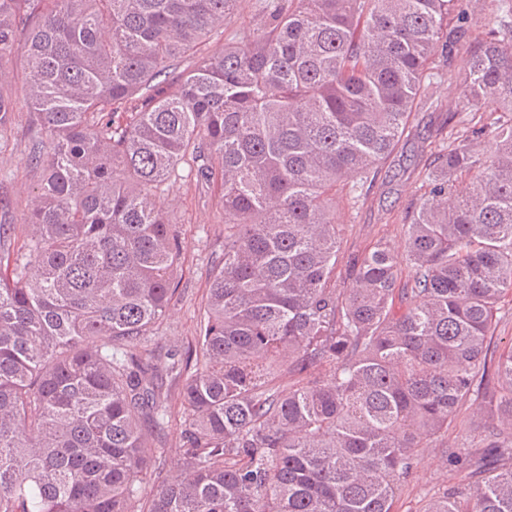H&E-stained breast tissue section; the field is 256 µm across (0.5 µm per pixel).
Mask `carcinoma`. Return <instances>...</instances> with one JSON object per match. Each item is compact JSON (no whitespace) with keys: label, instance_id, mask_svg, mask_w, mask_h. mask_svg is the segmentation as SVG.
<instances>
[{"label":"carcinoma","instance_id":"1","mask_svg":"<svg viewBox=\"0 0 512 512\" xmlns=\"http://www.w3.org/2000/svg\"><path fill=\"white\" fill-rule=\"evenodd\" d=\"M472 2L260 0L226 38L239 0H0L27 87L0 66V132L26 110L41 172L22 227L0 224V512H397L469 402L485 452L441 449L464 479L422 512H512V346L490 358L512 302V0ZM459 55L401 249L376 242L336 287V200ZM184 172L224 214L192 356L144 346L177 295L162 196ZM169 388L171 391V411H172V417L170 418L169 428L166 433V440L168 443V447L175 448V446L178 444L179 441V434H180V415L182 408L180 406V403L177 399V396L180 392V388L182 385L181 380H170L169 381Z\"/></svg>","mask_w":512,"mask_h":512}]
</instances>
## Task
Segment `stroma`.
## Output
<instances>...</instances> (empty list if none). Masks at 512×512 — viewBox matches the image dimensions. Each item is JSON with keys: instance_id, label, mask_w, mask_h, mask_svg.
<instances>
[{"instance_id": "obj_1", "label": "stroma", "mask_w": 512, "mask_h": 512, "mask_svg": "<svg viewBox=\"0 0 512 512\" xmlns=\"http://www.w3.org/2000/svg\"><path fill=\"white\" fill-rule=\"evenodd\" d=\"M459 95L456 83L442 78L434 88L432 102L416 112L413 128L383 166L379 179L353 205L340 204L345 213L341 225V262L336 270L337 287H346L345 263L367 246L384 238L400 240L401 219L419 195L417 176L425 164L423 143L448 118V107ZM30 133L26 113H17L10 129L0 134V222L20 223L28 199L38 185L29 165ZM219 189L182 178L167 185L163 201L177 223L184 245L179 276L180 292L166 318L148 344L184 350L193 343L200 307L208 288V273L223 256L224 218L217 205ZM456 473L443 463L438 452L420 459L413 480L400 492L401 512H419L428 497Z\"/></svg>"}]
</instances>
